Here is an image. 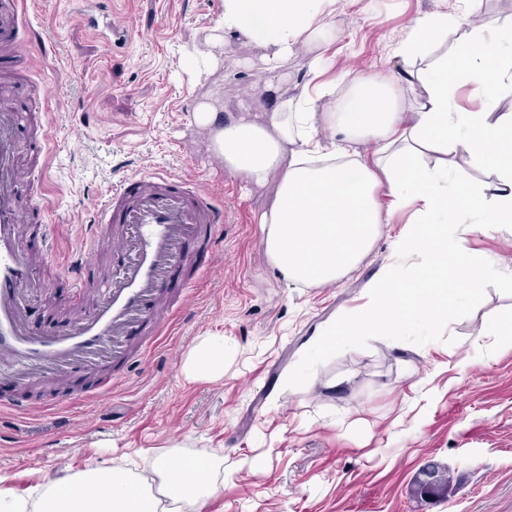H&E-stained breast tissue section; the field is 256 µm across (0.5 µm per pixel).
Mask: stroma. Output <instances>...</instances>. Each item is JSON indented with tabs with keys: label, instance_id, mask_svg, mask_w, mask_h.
<instances>
[{
	"label": "stroma",
	"instance_id": "stroma-1",
	"mask_svg": "<svg viewBox=\"0 0 512 512\" xmlns=\"http://www.w3.org/2000/svg\"><path fill=\"white\" fill-rule=\"evenodd\" d=\"M134 21L132 46L106 43L84 26L75 0H28L29 19L56 52L34 59L11 105L45 108L48 131L34 141L17 128L20 154L47 158L42 178L22 184L41 207L24 239L45 293L26 305L37 327L75 318L64 265L81 226L125 173L157 169L199 175L222 188L228 218L222 270L186 288L192 306L171 336L146 349L107 403L71 399L24 414L0 412V495L37 494L49 480L89 465L137 473L196 457L216 485L205 512H512V343L484 333L512 313V283L489 278L446 327L411 325L403 336H363L323 354L314 340L386 267L407 277L413 257L391 244L406 220L380 225L367 257L331 287L287 285L271 267L254 221L265 190L243 188L193 122L206 102L269 107V78L252 47L229 39L239 65L193 86L186 51L215 25L221 0H111ZM434 0H338L328 54L337 72L390 75V46ZM471 259L512 261V232L453 230ZM220 335L234 354L218 382L187 381L183 360L200 337ZM297 376L289 385V376ZM454 476L447 496L426 499L412 483L427 462Z\"/></svg>",
	"mask_w": 512,
	"mask_h": 512
}]
</instances>
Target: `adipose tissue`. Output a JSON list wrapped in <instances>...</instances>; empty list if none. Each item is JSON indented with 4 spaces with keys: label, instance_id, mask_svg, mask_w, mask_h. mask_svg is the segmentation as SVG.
Returning a JSON list of instances; mask_svg holds the SVG:
<instances>
[{
    "label": "adipose tissue",
    "instance_id": "ef3b65f1",
    "mask_svg": "<svg viewBox=\"0 0 512 512\" xmlns=\"http://www.w3.org/2000/svg\"><path fill=\"white\" fill-rule=\"evenodd\" d=\"M463 2L461 12L438 8L417 17L393 46L392 58L408 67L407 84L419 88L410 102L390 79L323 81L336 64L323 53L336 40V0H222L204 47L185 57L194 79L202 81L224 66L231 37L247 42L273 77L300 47L315 50L307 63L317 79L314 88L292 96L279 91L266 112L227 116L201 104L193 114L225 171L245 185L269 188L256 222L268 260L286 283H336L372 249L379 225L391 223L399 208L416 206L392 243L396 256L418 258L410 279L387 269L362 306L315 339L317 352L374 331L397 336L417 322L440 327L457 299L475 295L489 273L453 241L451 226L465 211L497 226L512 224V112L492 106L502 84L512 82V18L477 23L473 0ZM452 33L459 36L453 54L441 53ZM460 83L486 97L487 106L458 110ZM322 126L338 136L331 146L317 137ZM430 152L431 166L424 162ZM452 154L490 166L495 181L452 191ZM230 354L223 337H201L183 374L190 381L222 380ZM155 473L173 512L185 504L203 512L215 490L199 468L186 464H163ZM149 486L125 470L91 465L35 500L0 496V512H158Z\"/></svg>",
    "mask_w": 512,
    "mask_h": 512
}]
</instances>
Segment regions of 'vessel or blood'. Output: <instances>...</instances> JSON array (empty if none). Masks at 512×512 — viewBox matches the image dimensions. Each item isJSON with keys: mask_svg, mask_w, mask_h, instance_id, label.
Returning a JSON list of instances; mask_svg holds the SVG:
<instances>
[{"mask_svg": "<svg viewBox=\"0 0 512 512\" xmlns=\"http://www.w3.org/2000/svg\"><path fill=\"white\" fill-rule=\"evenodd\" d=\"M11 23L0 31V46H13L24 35L41 54H52L26 17L24 0H12ZM92 30L131 45L129 27L117 16L81 11ZM0 85V384L25 388L52 378L58 400L68 397L67 369L85 368L88 396L108 398L117 384L112 368L133 357L131 340L152 341L170 335L184 301L169 295L166 284L175 269L187 273V285L214 269L222 250L224 208L204 185L166 171L132 173L119 179L105 204L85 225L80 246L67 259L76 283L73 296L83 313L68 328H33L26 319V300L34 290L33 270L22 248L26 218L18 199L21 182L33 180L35 168L21 163L15 139L18 115ZM197 243L205 257L190 255ZM119 260L112 275L92 281L90 264L98 248Z\"/></svg>", "mask_w": 512, "mask_h": 512, "instance_id": "vessel-or-blood-1", "label": "vessel or blood"}]
</instances>
